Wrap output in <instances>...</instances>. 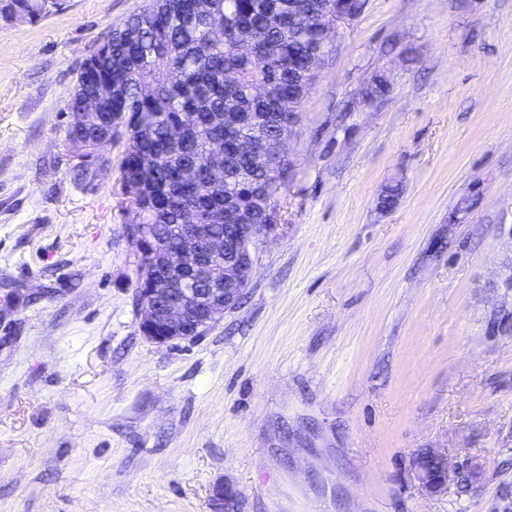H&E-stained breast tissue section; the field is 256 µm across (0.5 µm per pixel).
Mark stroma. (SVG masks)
<instances>
[{"instance_id":"stroma-1","label":"stroma","mask_w":512,"mask_h":512,"mask_svg":"<svg viewBox=\"0 0 512 512\" xmlns=\"http://www.w3.org/2000/svg\"><path fill=\"white\" fill-rule=\"evenodd\" d=\"M61 3L0 17V512H212L219 485L240 512H512V0H366L285 144L283 231L172 345L137 326L124 139H66L81 63L148 0ZM427 448L476 488L423 493Z\"/></svg>"}]
</instances>
